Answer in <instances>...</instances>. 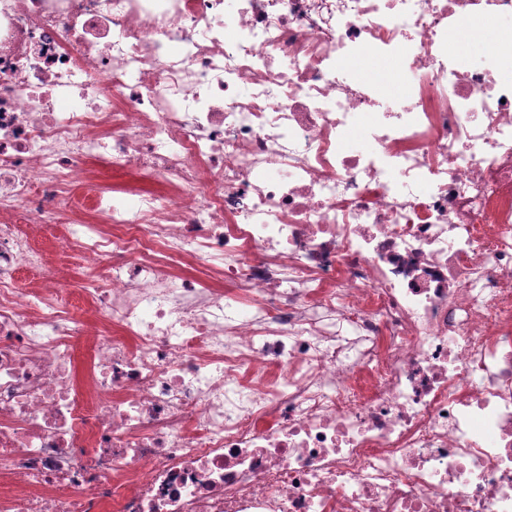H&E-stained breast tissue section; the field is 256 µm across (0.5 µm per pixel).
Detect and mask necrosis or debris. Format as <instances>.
<instances>
[{
	"instance_id": "obj_1",
	"label": "necrosis or debris",
	"mask_w": 512,
	"mask_h": 512,
	"mask_svg": "<svg viewBox=\"0 0 512 512\" xmlns=\"http://www.w3.org/2000/svg\"><path fill=\"white\" fill-rule=\"evenodd\" d=\"M511 18L0 0V512H512ZM398 66L399 62L394 58L360 59L349 65V72L355 80L382 82L386 75L396 70ZM101 182L107 187H112V189L134 191L139 187L148 185L150 180L145 175L134 172L114 173L102 171ZM63 225L57 224L47 233V238L44 240L41 247L51 250L55 253L57 261L60 265L61 273L68 281L71 290L67 295H64L62 302L65 304L73 305L76 314H81L84 306L80 303L81 288L91 280V276L85 271L77 270L72 264L71 260L67 258L65 248L62 245L61 236L63 232Z\"/></svg>"
}]
</instances>
